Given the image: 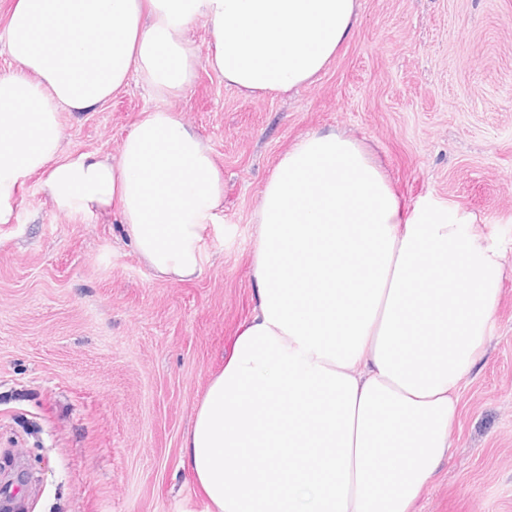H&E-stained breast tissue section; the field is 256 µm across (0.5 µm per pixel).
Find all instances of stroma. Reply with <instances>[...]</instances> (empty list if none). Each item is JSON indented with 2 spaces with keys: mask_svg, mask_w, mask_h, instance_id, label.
I'll return each mask as SVG.
<instances>
[{
  "mask_svg": "<svg viewBox=\"0 0 512 512\" xmlns=\"http://www.w3.org/2000/svg\"><path fill=\"white\" fill-rule=\"evenodd\" d=\"M359 21L310 85L247 97L198 62L168 107L224 173V221L187 283L154 278L117 217L59 213L32 175L0 224V464L24 469V512H195L206 498L181 445L253 313L255 213L306 132L364 141L406 207L474 213L503 256L482 359L461 385L454 454L413 512H512V0H359ZM154 100L132 79L86 112L61 110L68 153L117 152Z\"/></svg>",
  "mask_w": 512,
  "mask_h": 512,
  "instance_id": "stroma-1",
  "label": "stroma"
}]
</instances>
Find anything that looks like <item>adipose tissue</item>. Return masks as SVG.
I'll use <instances>...</instances> for the list:
<instances>
[{"instance_id": "ef3b65f1", "label": "adipose tissue", "mask_w": 512, "mask_h": 512, "mask_svg": "<svg viewBox=\"0 0 512 512\" xmlns=\"http://www.w3.org/2000/svg\"><path fill=\"white\" fill-rule=\"evenodd\" d=\"M208 65L264 96L310 84L349 38L358 0H16L0 75V224L24 181L59 212L118 215L156 278L198 276L222 223L210 146L159 107L113 157L62 151L61 109L96 107L143 77L165 98L191 84L187 33ZM475 218L406 208L358 140L300 137L260 191L257 307L209 382L182 465L210 512H411L451 453L455 392L481 359L501 254Z\"/></svg>"}]
</instances>
